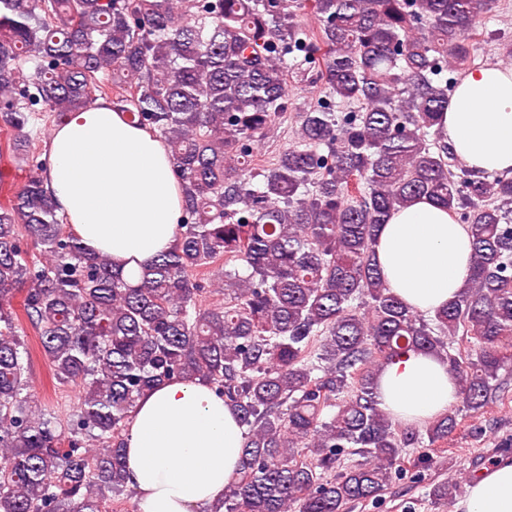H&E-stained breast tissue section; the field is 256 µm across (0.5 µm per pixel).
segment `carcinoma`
<instances>
[{
    "label": "carcinoma",
    "instance_id": "obj_1",
    "mask_svg": "<svg viewBox=\"0 0 512 512\" xmlns=\"http://www.w3.org/2000/svg\"><path fill=\"white\" fill-rule=\"evenodd\" d=\"M495 0H0V122L22 187L0 203V512H106L125 494L138 398L200 377L238 415L241 466L209 512H348L505 390L512 370V180L476 177L442 113ZM324 95L288 117V66ZM112 98L166 144L183 195L175 248L122 276L65 230L32 150L36 120ZM425 197L467 225L470 283L432 315L383 280L373 244ZM26 232L32 247L21 239ZM221 263L224 303L192 280ZM76 420L32 405L11 299ZM475 353H451L458 333ZM438 356L461 408L423 425L384 412L377 378ZM359 459L354 460L352 456ZM455 487L432 486L450 506ZM291 129L286 124L277 125L271 128L265 137L253 146V155L259 160L260 164L275 158L280 152L288 147L291 140Z\"/></svg>",
    "mask_w": 512,
    "mask_h": 512
}]
</instances>
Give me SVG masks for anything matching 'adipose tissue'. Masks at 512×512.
Segmentation results:
<instances>
[{"label": "adipose tissue", "instance_id": "obj_1", "mask_svg": "<svg viewBox=\"0 0 512 512\" xmlns=\"http://www.w3.org/2000/svg\"><path fill=\"white\" fill-rule=\"evenodd\" d=\"M442 125L474 175L512 179V69L487 64L459 81ZM44 186L81 244L124 274L171 251L182 194L165 144L106 102L69 113L49 143ZM387 285L414 311L435 312L468 282L472 238L421 198L391 213L375 242ZM379 405L406 424L445 415L459 399L447 364L420 352L387 365ZM243 430L202 379L156 386L137 401L125 440L138 512H205L237 471ZM456 512H512V458L472 475Z\"/></svg>", "mask_w": 512, "mask_h": 512}]
</instances>
